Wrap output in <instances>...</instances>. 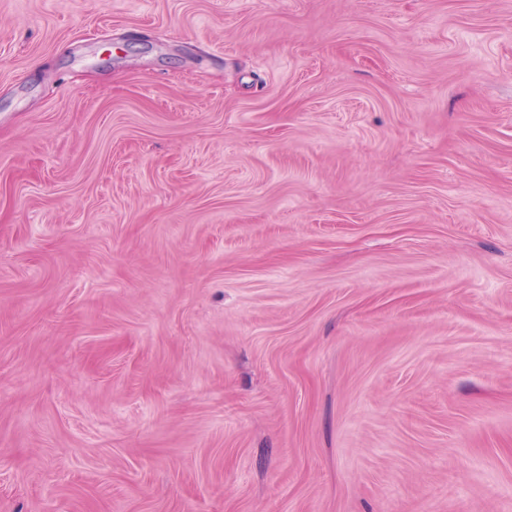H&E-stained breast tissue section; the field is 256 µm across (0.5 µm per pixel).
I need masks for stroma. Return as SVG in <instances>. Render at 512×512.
<instances>
[{"label":"stroma","instance_id":"obj_1","mask_svg":"<svg viewBox=\"0 0 512 512\" xmlns=\"http://www.w3.org/2000/svg\"><path fill=\"white\" fill-rule=\"evenodd\" d=\"M0 512H512V0H0Z\"/></svg>","mask_w":512,"mask_h":512}]
</instances>
